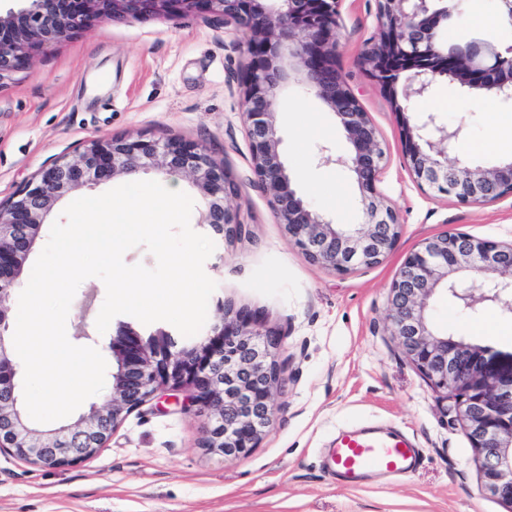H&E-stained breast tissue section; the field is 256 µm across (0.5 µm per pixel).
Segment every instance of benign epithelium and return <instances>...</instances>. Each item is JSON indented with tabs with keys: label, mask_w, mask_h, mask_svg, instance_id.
<instances>
[{
	"label": "benign epithelium",
	"mask_w": 512,
	"mask_h": 512,
	"mask_svg": "<svg viewBox=\"0 0 512 512\" xmlns=\"http://www.w3.org/2000/svg\"><path fill=\"white\" fill-rule=\"evenodd\" d=\"M0 15V77L20 68L29 53L71 37L88 21L139 19L160 13H208L248 34L249 57L241 108L259 188L303 257L344 274L379 263L392 251L400 224L376 182L384 160L378 131L337 65L340 0H25ZM464 0H377V36L357 65L385 92L401 119L406 162L417 184L461 203L486 204L512 194V160L494 165L462 162L452 154L461 128L450 129L432 112L415 121L398 102L424 101L443 80L466 95L512 101V46L448 43ZM295 83L334 114L351 145L347 155L320 149L319 162L349 170L358 185L362 221L335 224L314 210L294 186L280 150L275 117L282 92ZM181 174L204 199L199 223L226 241L241 237L245 222L230 205L236 183L205 144L181 138L113 136L86 142L76 158L41 168L5 205L0 204V452L54 468L94 455L125 417L162 388L190 389L193 405L207 411L203 446L229 461L255 447L272 425L278 334L262 330L256 314L232 313L210 333L178 342L158 327L145 334L121 322L108 349L112 390L75 423L49 432L31 426L19 403L17 364L9 348L6 302L21 284L42 224L65 196L119 175ZM444 290L463 309L487 304L512 316V242L498 243L445 231L426 238L404 260L389 288L391 336L455 412L480 459L484 491L512 505V354L497 353L436 330L434 295Z\"/></svg>",
	"instance_id": "benign-epithelium-1"
}]
</instances>
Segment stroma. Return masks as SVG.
<instances>
[{"mask_svg": "<svg viewBox=\"0 0 512 512\" xmlns=\"http://www.w3.org/2000/svg\"><path fill=\"white\" fill-rule=\"evenodd\" d=\"M337 63L379 131L386 163L377 189L401 224L394 250L377 265L346 274L309 263L289 239L252 170L242 119L241 77L249 62L244 36L210 14L94 21L71 39L34 50L26 65L0 78V203L40 168L74 154L95 137L147 135L206 142L233 175L247 233L216 240L204 265L219 302L259 312L281 333L276 359L282 383L266 435L227 461L202 447L207 418L187 391L162 389L115 429L105 448L81 463L48 468L0 453V512H512L481 488L478 454L455 416L388 330L389 288L423 239L444 231L512 241V195L476 205L435 193L413 179L388 97L356 64L376 30L377 0H341ZM500 0H467L451 37H496ZM443 82L425 101H407V116L435 112L460 127L456 155L478 164L512 159L487 143L492 122L512 119V102L487 112ZM281 150L312 208L337 224L360 220L352 175L318 161L321 148L342 155L349 145L334 115L298 86L277 109ZM105 299L96 277L72 301L66 332L77 346L103 348L116 324L98 332ZM439 330L512 354V318L499 306L471 313L446 292L434 299ZM378 425L412 437L422 463L399 477L371 475L354 487L337 482L324 452L342 428Z\"/></svg>", "mask_w": 512, "mask_h": 512, "instance_id": "35a3bbf8", "label": "stroma"}]
</instances>
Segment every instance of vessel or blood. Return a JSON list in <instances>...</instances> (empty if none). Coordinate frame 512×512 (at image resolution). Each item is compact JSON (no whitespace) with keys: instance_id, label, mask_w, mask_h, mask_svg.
<instances>
[{"instance_id":"1","label":"vessel or blood","mask_w":512,"mask_h":512,"mask_svg":"<svg viewBox=\"0 0 512 512\" xmlns=\"http://www.w3.org/2000/svg\"><path fill=\"white\" fill-rule=\"evenodd\" d=\"M328 456L337 481L346 486L373 473L402 476L420 464L419 450L408 437L370 428L339 434Z\"/></svg>"}]
</instances>
